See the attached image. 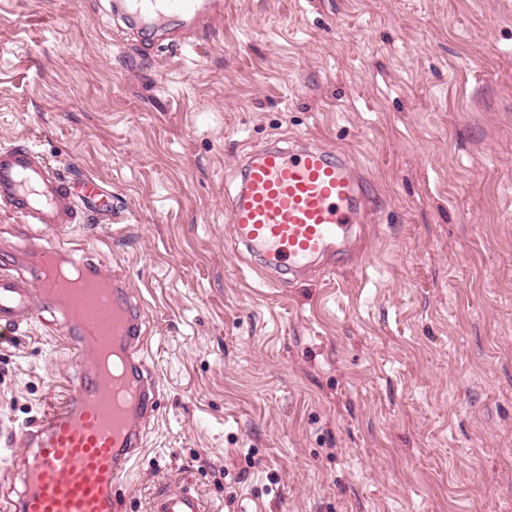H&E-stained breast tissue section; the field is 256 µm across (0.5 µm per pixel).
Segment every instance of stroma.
<instances>
[{"label": "stroma", "mask_w": 512, "mask_h": 512, "mask_svg": "<svg viewBox=\"0 0 512 512\" xmlns=\"http://www.w3.org/2000/svg\"><path fill=\"white\" fill-rule=\"evenodd\" d=\"M114 0H0V146L98 178L94 255L145 308L160 392L123 512H512V0H224L143 50ZM341 155L372 204L344 266L273 276L236 242L249 153ZM89 356L52 316L0 345V492ZM152 512H206L203 500L190 488L160 490L154 500Z\"/></svg>", "instance_id": "35a3bbf8"}]
</instances>
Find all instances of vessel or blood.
<instances>
[{
	"label": "vessel or blood",
	"instance_id": "1",
	"mask_svg": "<svg viewBox=\"0 0 512 512\" xmlns=\"http://www.w3.org/2000/svg\"><path fill=\"white\" fill-rule=\"evenodd\" d=\"M124 8L148 34L176 23L196 33L223 17L224 0H124ZM0 208L43 231L84 223L90 212L110 223L121 218L97 180L64 174L29 143L0 147ZM366 215L363 180L344 158L309 145L253 152L230 203L238 243L290 273L340 254V239ZM63 261L47 246L0 259V341L11 342L47 313L60 321L71 346L93 355L90 367L68 383L62 403L23 430L20 483L0 499V512H118L117 481L142 451L140 421L159 407L160 393L138 357L143 305L90 255L76 264L107 283V293H72L60 303ZM152 512L207 507L190 488H165Z\"/></svg>",
	"mask_w": 512,
	"mask_h": 512
}]
</instances>
